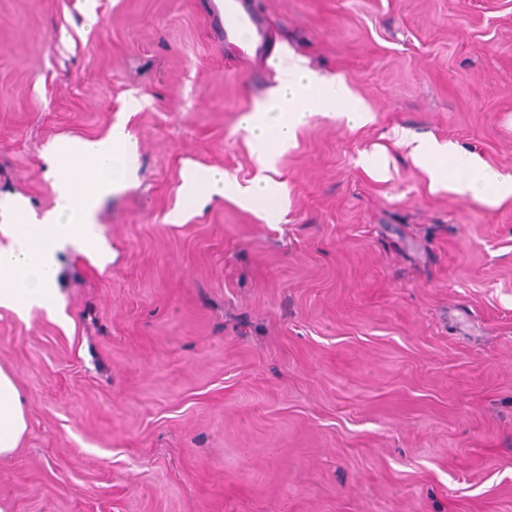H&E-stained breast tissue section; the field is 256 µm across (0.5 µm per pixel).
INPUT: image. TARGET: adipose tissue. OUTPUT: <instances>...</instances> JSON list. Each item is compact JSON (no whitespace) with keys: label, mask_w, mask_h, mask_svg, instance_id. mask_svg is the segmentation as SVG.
Wrapping results in <instances>:
<instances>
[{"label":"adipose tissue","mask_w":512,"mask_h":512,"mask_svg":"<svg viewBox=\"0 0 512 512\" xmlns=\"http://www.w3.org/2000/svg\"><path fill=\"white\" fill-rule=\"evenodd\" d=\"M316 111L353 128L372 119L345 83L321 78L300 62H289L279 72L278 85L243 120L258 147L261 168L271 166L273 149L288 147L296 130ZM45 157L56 192L53 205L41 213L28 212L24 223L0 228L9 239L8 245L0 246V307L22 318L35 309L58 308L60 255L70 245L97 250V213L129 177L137 148L124 123L118 122L97 139L58 138L47 146ZM412 159L435 186L487 206L512 201V173L463 153L453 142L417 139ZM268 188L263 176L243 189L227 181L223 171L189 169L183 174L179 193L194 207L205 195L261 200ZM28 428L20 389L14 377L0 368V459L12 455Z\"/></svg>","instance_id":"obj_1"}]
</instances>
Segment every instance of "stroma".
Listing matches in <instances>:
<instances>
[{
    "mask_svg": "<svg viewBox=\"0 0 512 512\" xmlns=\"http://www.w3.org/2000/svg\"><path fill=\"white\" fill-rule=\"evenodd\" d=\"M0 0L4 202L56 192L44 151L124 122L137 168L97 214L106 264L61 256V307L0 308L29 429L10 512H512V203L445 190L403 136L512 171V0ZM305 59L371 112L318 113L271 201L182 223L184 169L249 186L241 126ZM375 155L387 169L363 166ZM212 10L224 31V41L234 39L242 42H258L264 46L266 33L258 18L252 13L246 0H225L212 3Z\"/></svg>",
    "mask_w": 512,
    "mask_h": 512,
    "instance_id": "1",
    "label": "stroma"
}]
</instances>
